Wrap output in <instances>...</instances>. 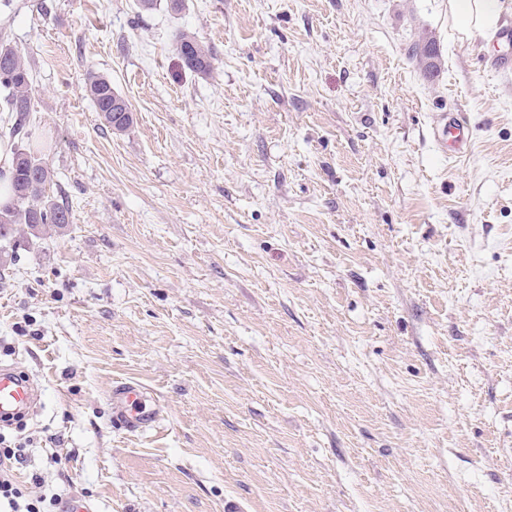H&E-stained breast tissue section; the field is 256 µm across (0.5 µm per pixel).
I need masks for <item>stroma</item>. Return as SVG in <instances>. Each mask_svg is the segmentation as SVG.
Wrapping results in <instances>:
<instances>
[{"label":"stroma","mask_w":512,"mask_h":512,"mask_svg":"<svg viewBox=\"0 0 512 512\" xmlns=\"http://www.w3.org/2000/svg\"><path fill=\"white\" fill-rule=\"evenodd\" d=\"M215 68H185L177 31ZM65 229L15 241L18 481L92 512H512V69L448 0H11ZM431 38L434 70L413 57ZM132 126L106 127L87 72ZM466 112L467 152L438 129ZM163 403L112 421L118 382ZM174 46L183 65L197 74H209L214 69L215 57L210 48L192 32L179 31ZM85 89L93 101L97 112L100 113L102 120L108 127L116 131H125L130 127L133 123L132 113L125 98L112 87L111 79L90 73ZM112 100H120L123 102L129 113V116L123 118L118 124L114 123L115 117L113 116L112 118V113L120 112L121 109L122 112H126V110H124V106L120 102H116L112 105ZM113 107L116 109H113ZM139 383L120 382L112 387V418L121 428L145 432L158 427L163 406Z\"/></svg>","instance_id":"stroma-1"}]
</instances>
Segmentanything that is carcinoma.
<instances>
[{
	"mask_svg": "<svg viewBox=\"0 0 512 512\" xmlns=\"http://www.w3.org/2000/svg\"><path fill=\"white\" fill-rule=\"evenodd\" d=\"M174 46L183 65L197 74H208L214 69L215 57L210 48L192 32L179 31L174 37ZM0 110L16 116L9 134L25 136V126L32 110V86L25 56L10 42L0 41ZM97 112L104 123L113 130L124 131L133 123L132 116L120 122L112 118V101L125 98L112 87V80L89 74L85 86ZM52 182L51 171L43 158L27 148L16 152L14 168V203L0 210V268L12 261L13 253L6 245L13 241L18 226L23 224L35 234L45 227L64 229L70 223L67 206L47 195V186Z\"/></svg>",
	"mask_w": 512,
	"mask_h": 512,
	"instance_id": "1",
	"label": "carcinoma"
}]
</instances>
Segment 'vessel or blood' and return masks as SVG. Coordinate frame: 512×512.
I'll return each mask as SVG.
<instances>
[{
    "instance_id": "b4317fda",
    "label": "vessel or blood",
    "mask_w": 512,
    "mask_h": 512,
    "mask_svg": "<svg viewBox=\"0 0 512 512\" xmlns=\"http://www.w3.org/2000/svg\"><path fill=\"white\" fill-rule=\"evenodd\" d=\"M444 144L455 153L466 152L469 127L465 113L452 112L440 129ZM40 392L30 381L21 378L12 368L0 366V421L10 422L18 414L31 410L38 403ZM112 418L121 428L145 432L158 427L163 406L156 397L148 395L138 383L121 382L112 388Z\"/></svg>"
}]
</instances>
